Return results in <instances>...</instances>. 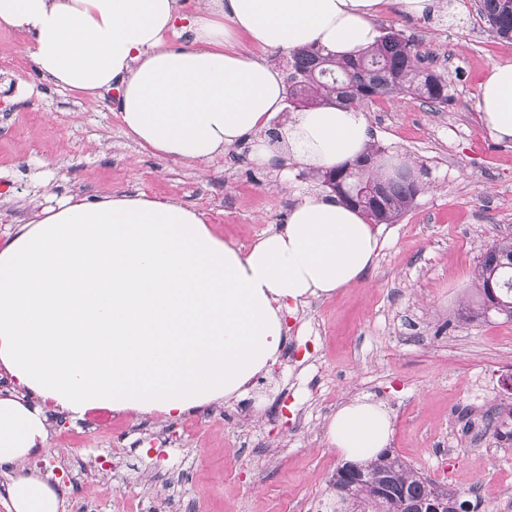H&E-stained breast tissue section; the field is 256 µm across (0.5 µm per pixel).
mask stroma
Listing matches in <instances>:
<instances>
[{"mask_svg": "<svg viewBox=\"0 0 512 512\" xmlns=\"http://www.w3.org/2000/svg\"><path fill=\"white\" fill-rule=\"evenodd\" d=\"M458 24L415 18L390 0L377 23L419 41L423 67L444 76L450 102L431 110L408 94L365 104L370 132L408 160L420 184L412 208L381 225L384 242L363 280L311 300L289 319L279 364L246 397L172 421L114 415L104 425L49 412L48 449L17 475L50 476L58 512H317L341 460L326 425L345 399L382 401L390 450L441 486H478L491 512H512V440L483 432L512 402V322H465L474 269L512 236V140L481 126L476 93L487 67L512 62L465 0ZM0 241L73 193H143L204 213L225 242L246 249L286 223L305 171L258 167L243 138L212 161L142 149L107 98L72 93L35 72L26 40L0 28Z\"/></svg>", "mask_w": 512, "mask_h": 512, "instance_id": "obj_1", "label": "stroma"}]
</instances>
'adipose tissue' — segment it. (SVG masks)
<instances>
[{"instance_id": "ef3b65f1", "label": "adipose tissue", "mask_w": 512, "mask_h": 512, "mask_svg": "<svg viewBox=\"0 0 512 512\" xmlns=\"http://www.w3.org/2000/svg\"><path fill=\"white\" fill-rule=\"evenodd\" d=\"M385 0H207L174 48L177 0H0V27L31 39L47 82L117 93L126 132L144 149L203 161L252 136V158L280 157L262 132L286 93L262 59L317 45L353 57L379 36ZM247 37L251 51L239 50ZM477 111L512 139V62L490 65ZM289 158L308 172L343 165L371 140L362 112L313 107L282 118ZM382 247L360 210L303 191L288 222L246 250L175 200L69 196L0 244V370L19 393L0 398V475L14 512H58L48 479L13 470L48 437L47 409L179 418L242 395L279 362L287 319L313 298L362 280ZM393 433L382 403L356 397L327 426L349 462L374 458Z\"/></svg>"}]
</instances>
